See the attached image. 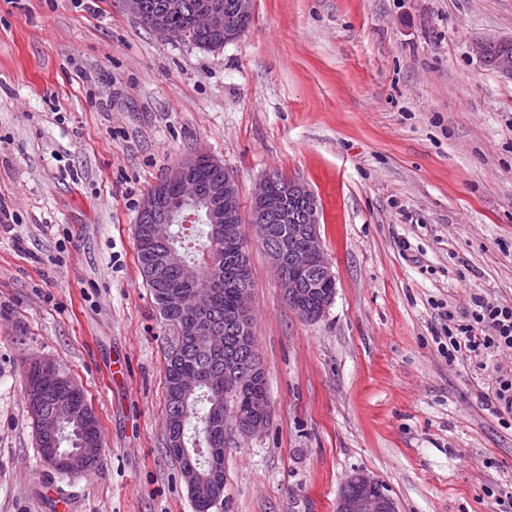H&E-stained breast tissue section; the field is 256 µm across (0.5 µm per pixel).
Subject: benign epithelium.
<instances>
[{
    "label": "benign epithelium",
    "mask_w": 512,
    "mask_h": 512,
    "mask_svg": "<svg viewBox=\"0 0 512 512\" xmlns=\"http://www.w3.org/2000/svg\"><path fill=\"white\" fill-rule=\"evenodd\" d=\"M188 6L187 0H161L160 17L150 23L153 32L164 39H183L184 32L175 25ZM197 29L214 31L231 29L234 18L213 9L205 0H199L194 8ZM198 158L190 157L179 163L170 173L147 193L143 199L138 223L154 225V240L164 242L165 233L179 214L195 219L189 212L194 207L197 196L189 194L175 199L168 195V187L181 184L185 187L195 185L197 181ZM267 180L259 182L253 193L254 202L261 210L254 214L249 223L252 238L265 247L269 263L274 269L284 299L299 315L306 311L298 305V300L318 290L319 279H334L328 260L325 257L321 237L309 238L304 229L293 223V217L285 201H273L266 194ZM205 220L214 226H224V243L228 246L242 244L248 250L249 237L238 232L235 219L241 213V200L237 182L229 171H224V182L209 191L206 201ZM273 213L278 222L287 228L288 235L273 240L272 225L268 224L267 213ZM320 259L316 272L309 273L310 259ZM215 288L207 277H197L193 288L188 290L177 286L164 297L165 307L177 309L195 324L194 335L206 337L207 344L214 349L224 348V331L213 325L208 319L204 299L213 295ZM251 289L239 291L236 306L226 314V320L233 323H252L250 305ZM248 358L241 362L234 357L224 359V391L246 392L265 379V369L259 357L255 340L247 343ZM33 363L40 370L36 385L29 387L31 392L30 413L35 420V434L42 443L58 440L66 423L79 417H88L86 407H80L71 399H61L50 408L43 405L42 395L45 385L52 382L58 386L65 385L72 392L81 391L80 385L65 374L59 365L49 358H39ZM269 413L268 399L259 398L249 402L246 409L224 408V430H234L243 436H249L260 430L267 421ZM168 448L181 464V473L194 490L206 491L207 496L219 502L224 496V485L217 479L207 484L194 483L201 461L224 453L222 448H196L188 451L182 448V435L167 433ZM89 439L73 453L54 454L45 458L48 467L55 471H78L81 467L100 459V449L92 447ZM337 512H398L393 499L384 493L381 482L366 472H355L348 477L341 490Z\"/></svg>",
    "instance_id": "obj_1"
}]
</instances>
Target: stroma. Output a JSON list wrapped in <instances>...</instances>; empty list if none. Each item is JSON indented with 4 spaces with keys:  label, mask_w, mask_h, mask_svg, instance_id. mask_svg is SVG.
<instances>
[{
    "label": "stroma",
    "mask_w": 512,
    "mask_h": 512,
    "mask_svg": "<svg viewBox=\"0 0 512 512\" xmlns=\"http://www.w3.org/2000/svg\"><path fill=\"white\" fill-rule=\"evenodd\" d=\"M512 0H256L217 51L164 40L126 0H0V512H195L165 449L175 334L137 263L143 197L203 152L242 204L305 183L336 280L301 318L250 242L269 416L229 437L212 512H336L347 477L398 512H500L512 350L449 358L472 296L512 304V80L472 51ZM55 360L101 425L99 470L48 468L25 403ZM493 395L506 410H512V372H498L493 383Z\"/></svg>",
    "instance_id": "obj_1"
}]
</instances>
